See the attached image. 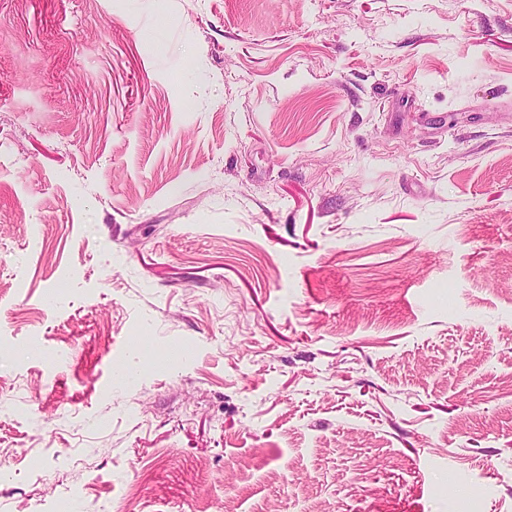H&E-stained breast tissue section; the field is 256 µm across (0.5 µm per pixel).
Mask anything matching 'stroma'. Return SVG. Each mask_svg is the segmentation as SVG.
<instances>
[{"mask_svg":"<svg viewBox=\"0 0 512 512\" xmlns=\"http://www.w3.org/2000/svg\"><path fill=\"white\" fill-rule=\"evenodd\" d=\"M512 512V0H0V512Z\"/></svg>","mask_w":512,"mask_h":512,"instance_id":"35a3bbf8","label":"stroma"}]
</instances>
